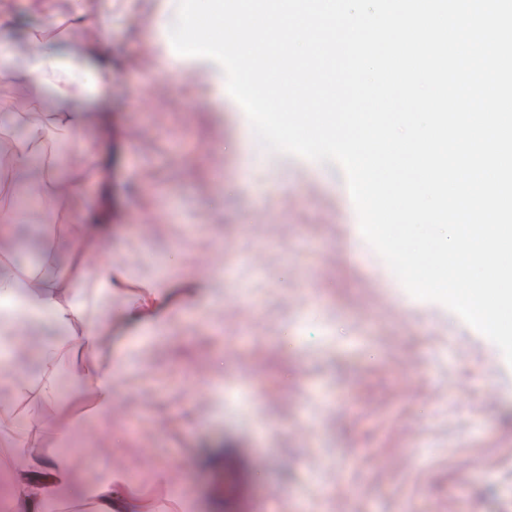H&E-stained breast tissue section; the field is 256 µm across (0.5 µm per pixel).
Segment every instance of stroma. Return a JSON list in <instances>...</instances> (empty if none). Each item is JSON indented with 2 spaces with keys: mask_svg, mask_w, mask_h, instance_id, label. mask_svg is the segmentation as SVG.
<instances>
[{
  "mask_svg": "<svg viewBox=\"0 0 512 512\" xmlns=\"http://www.w3.org/2000/svg\"><path fill=\"white\" fill-rule=\"evenodd\" d=\"M161 10L177 0H0L17 55L111 63L82 141L113 158L26 165L0 188V213L18 216L0 244L14 277L41 237L22 182L71 188L45 274L80 264L71 218L95 208L112 263L111 302L89 269L83 322L16 341L13 370L30 375L51 347L70 386L25 395V426L0 427V512H16L15 454L31 434L69 459L57 512H85L107 481L131 512H512V366L349 240L343 171L261 145L221 68L157 35ZM63 86L0 76V139L20 123L4 100L54 126ZM91 362L113 376L111 409L92 407Z\"/></svg>",
  "mask_w": 512,
  "mask_h": 512,
  "instance_id": "stroma-1",
  "label": "stroma"
}]
</instances>
